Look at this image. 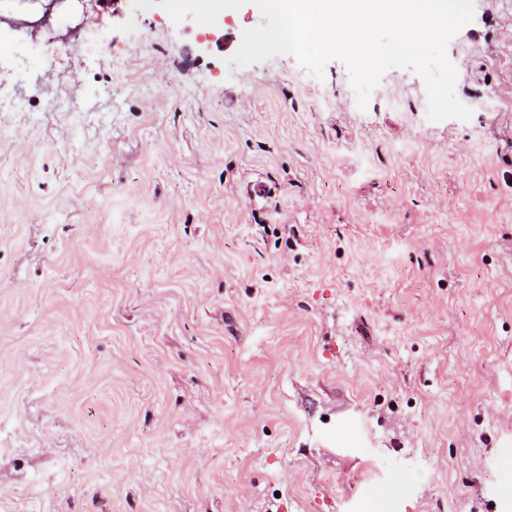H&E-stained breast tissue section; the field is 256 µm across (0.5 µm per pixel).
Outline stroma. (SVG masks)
<instances>
[{"instance_id":"stroma-1","label":"stroma","mask_w":512,"mask_h":512,"mask_svg":"<svg viewBox=\"0 0 512 512\" xmlns=\"http://www.w3.org/2000/svg\"><path fill=\"white\" fill-rule=\"evenodd\" d=\"M474 6L431 122L409 69L362 109L337 59L228 67L252 4L0 0V512H512V11Z\"/></svg>"}]
</instances>
